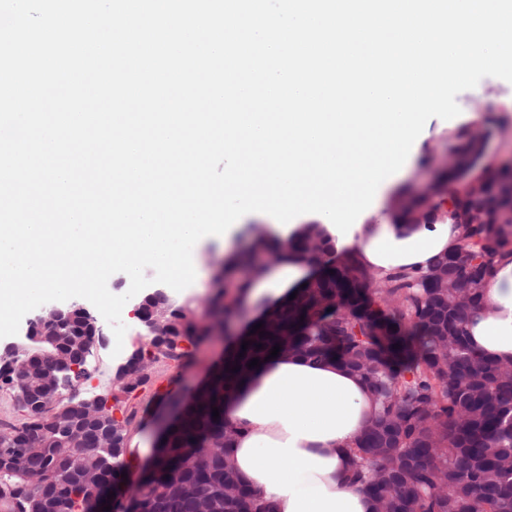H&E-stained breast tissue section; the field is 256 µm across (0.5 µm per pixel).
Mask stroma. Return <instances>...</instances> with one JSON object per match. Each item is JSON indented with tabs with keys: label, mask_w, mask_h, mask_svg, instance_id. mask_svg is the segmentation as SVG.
<instances>
[{
	"label": "stroma",
	"mask_w": 512,
	"mask_h": 512,
	"mask_svg": "<svg viewBox=\"0 0 512 512\" xmlns=\"http://www.w3.org/2000/svg\"><path fill=\"white\" fill-rule=\"evenodd\" d=\"M456 100L462 116L484 113L490 117L483 141L484 158L497 167L512 160V83L495 77H486L474 89L457 95ZM461 128L460 118L430 119L425 129V148L411 165L401 171L399 182L379 196L378 207L387 208L393 195L421 192L432 184L434 171L446 162L448 149L455 144ZM218 250L219 246L213 240L204 239L198 243V270L195 281L186 289L177 292L178 301H187L198 307L204 305L210 289L212 264L217 258ZM233 342V335H218L194 346L185 362L159 366L155 387L160 395L142 402L139 420L155 419L164 404L163 394L173 391L185 395L195 385L206 380L214 365L223 359Z\"/></svg>",
	"instance_id": "1"
}]
</instances>
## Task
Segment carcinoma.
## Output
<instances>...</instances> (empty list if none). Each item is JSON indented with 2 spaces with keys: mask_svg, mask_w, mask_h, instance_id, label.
Returning a JSON list of instances; mask_svg holds the SVG:
<instances>
[{
  "mask_svg": "<svg viewBox=\"0 0 512 512\" xmlns=\"http://www.w3.org/2000/svg\"><path fill=\"white\" fill-rule=\"evenodd\" d=\"M458 139L452 152L465 170L481 158L482 145L466 133ZM511 208L512 192L491 176L478 190H456L455 212L479 209L487 222L460 225V246L434 264L438 276L401 270L378 280L352 259H330L321 225H302L293 248L307 255L315 236L328 259L315 260L317 276L276 309L264 335L236 337L202 401L168 430L154 469L139 482V512H273L235 471L239 430L224 418V401L258 371L250 360L265 362L276 344L282 355L334 359L369 386L378 409L349 450L348 478L372 499L373 512H512V362L476 353L467 336L494 258L512 246V222H500ZM262 253L273 249L259 233L245 250L214 262L213 315L235 318L244 284L233 271L248 262L261 269L252 258ZM159 307L169 311L168 335L155 337L147 351L153 360L179 362L188 352L176 342L210 336L186 303L139 301L144 314ZM94 336L77 311L65 327L31 330L17 358L0 357V388L11 390L25 413L16 425L0 424V459L16 461L0 464V512H98L104 497L125 485V453L104 451L93 431L78 443L56 436L92 399L106 423L118 413L125 434L139 427L130 379L112 378L102 398L76 391L65 399L48 381L54 365Z\"/></svg>",
  "mask_w": 512,
  "mask_h": 512,
  "instance_id": "1",
  "label": "carcinoma"
}]
</instances>
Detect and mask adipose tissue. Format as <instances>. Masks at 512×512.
Instances as JSON below:
<instances>
[{
  "label": "adipose tissue",
  "mask_w": 512,
  "mask_h": 512,
  "mask_svg": "<svg viewBox=\"0 0 512 512\" xmlns=\"http://www.w3.org/2000/svg\"><path fill=\"white\" fill-rule=\"evenodd\" d=\"M291 231L277 227V267L252 276L245 306L277 307L304 284L311 266L289 246ZM460 230L440 205L433 220L411 226L398 210L363 218L339 253L382 278L401 269L427 271L456 250ZM484 293L469 317V341L479 352L512 360V248L500 251ZM376 404L367 385L333 361L297 356L267 361L224 405L240 430L233 463L242 481L274 502L276 512H373L369 496L347 482V450L372 420Z\"/></svg>",
  "instance_id": "1"
}]
</instances>
